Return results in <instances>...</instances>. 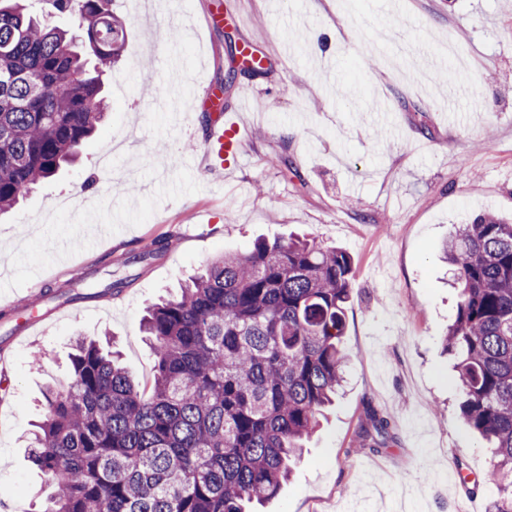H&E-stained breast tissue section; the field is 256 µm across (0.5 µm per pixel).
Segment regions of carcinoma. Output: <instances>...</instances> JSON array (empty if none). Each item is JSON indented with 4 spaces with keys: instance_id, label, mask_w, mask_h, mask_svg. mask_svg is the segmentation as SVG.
I'll return each instance as SVG.
<instances>
[{
    "instance_id": "1",
    "label": "carcinoma",
    "mask_w": 512,
    "mask_h": 512,
    "mask_svg": "<svg viewBox=\"0 0 512 512\" xmlns=\"http://www.w3.org/2000/svg\"><path fill=\"white\" fill-rule=\"evenodd\" d=\"M0 0V212L77 158L107 111L102 72L125 51L111 0ZM74 15L68 30L58 19ZM466 425L497 449L488 474L512 512V222L492 214L444 244ZM349 255L314 239L224 255L149 308L156 353L140 386L93 341L44 395L30 447L51 492L37 512H247L275 498L343 382ZM377 445L393 420L369 415Z\"/></svg>"
}]
</instances>
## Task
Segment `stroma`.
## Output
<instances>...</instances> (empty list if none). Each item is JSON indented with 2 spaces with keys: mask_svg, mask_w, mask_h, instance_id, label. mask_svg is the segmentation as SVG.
I'll use <instances>...</instances> for the list:
<instances>
[{
  "mask_svg": "<svg viewBox=\"0 0 512 512\" xmlns=\"http://www.w3.org/2000/svg\"><path fill=\"white\" fill-rule=\"evenodd\" d=\"M234 2L240 20L212 36L211 0H113L130 52L105 78L104 122L78 161L0 215V311L10 313L0 318V499L37 510L43 477L28 441L46 387L70 374L75 336L116 341L129 374L148 380L149 306L214 258L298 233L353 259L348 359L340 394L264 512H489L494 454L460 415L444 349L456 291L442 245L476 215H512V0ZM173 29L188 99L212 82L233 108L239 85L254 88L233 180L181 163L213 113L196 109L180 134L137 90L156 37ZM255 39L265 70L225 82L238 45ZM198 211L224 219L196 224ZM84 213L111 227L103 250L78 244ZM159 239L160 257L127 264ZM65 240L75 246L62 256L54 245ZM34 269L46 289L127 285L42 305L43 325L23 338ZM371 412L394 420L388 447L359 437Z\"/></svg>",
  "mask_w": 512,
  "mask_h": 512,
  "instance_id": "stroma-1",
  "label": "stroma"
}]
</instances>
